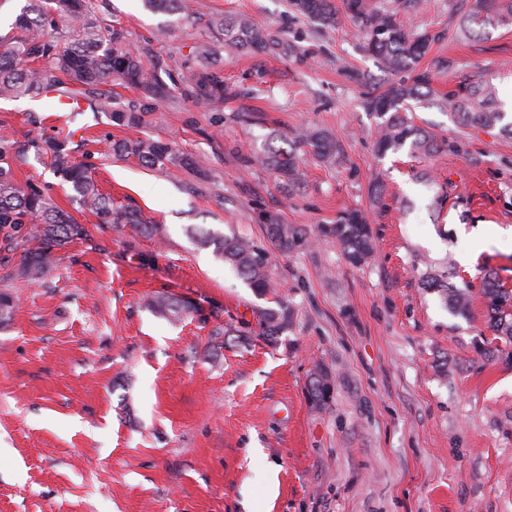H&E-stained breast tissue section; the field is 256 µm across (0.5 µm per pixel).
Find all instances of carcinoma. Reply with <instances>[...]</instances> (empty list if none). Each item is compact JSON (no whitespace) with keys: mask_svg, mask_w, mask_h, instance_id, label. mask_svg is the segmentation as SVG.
Segmentation results:
<instances>
[{"mask_svg":"<svg viewBox=\"0 0 512 512\" xmlns=\"http://www.w3.org/2000/svg\"><path fill=\"white\" fill-rule=\"evenodd\" d=\"M299 15L314 19L323 26H333L337 20L333 0H289ZM343 6L355 21L357 35L364 48L377 56L391 72H407L408 78L391 83L379 94L368 93L364 107L381 118L376 125V149L381 155L396 153L409 147L414 154H432L443 148L460 151L456 141H439L430 131L416 125L408 112L411 103L419 101L430 90L432 75L418 69V62L427 53L431 36L412 28L407 17L391 7L367 10L364 0H343ZM487 10L485 17L467 14L461 18L457 34L470 39L480 34L487 25L512 26V0H492L481 3ZM15 28L21 35L0 52V97L20 98L37 96L47 88L64 89L77 99L94 95L90 106L109 114L119 127H138L145 123L147 106L130 102L126 107H112V96L98 91V87L120 75L137 84L141 77L140 57L127 46L124 32L104 27L93 17V0H28L16 16ZM223 45L235 50L265 49L269 45L266 31L251 20L240 17L221 25ZM198 67L189 69L184 83L191 89L195 105L210 109L224 98V81L211 70L213 50L207 44L194 47ZM143 98L159 101L166 97V86L155 77L142 85ZM448 113L460 123L481 129L501 127L512 135V123L501 125L504 113L497 106L494 87L489 83H471L448 93L442 101ZM283 139L279 133L269 136V142L254 153L250 164L275 171L290 187H299L305 181L304 163L295 153V146L305 148L313 158L331 163L339 147L324 131L305 127L294 131L291 143L284 149L274 145ZM39 156L50 159L54 173L73 191L72 201L83 209L96 212L106 224H130L146 235L158 233V227L143 220L139 213L112 207V200L104 196L90 176L88 169L77 162L65 142L49 137L33 143ZM111 151L123 157H134L149 167L167 166L197 169L199 161L180 154L172 144L150 137L123 139L112 143ZM12 156L0 147V228L16 230L31 225L46 242L47 249L32 252L18 271L19 278L34 283L41 280L50 265V248L81 234L82 228L73 216L60 208L40 189L18 183L12 171ZM260 223L265 226L268 246H259L235 235L218 234L211 230H196L204 246L214 248L216 256L233 268L257 294L277 293V283L270 269V250L292 251L309 246L307 232L295 224H286L279 213L264 211ZM322 239L333 240L342 249L345 259L353 266L365 264L374 246L366 216L357 209L340 212L333 224L319 228ZM424 284L438 293L449 308L459 314L468 312L470 289L454 285L440 287L435 275H427ZM488 330L493 339L512 344V290L505 288L494 277L483 281ZM152 313L161 319L176 321L189 312L184 302L159 295L151 302ZM294 320V311L286 303L266 308L258 314V331L269 343H275L288 332Z\"/></svg>","mask_w":512,"mask_h":512,"instance_id":"obj_1","label":"carcinoma"}]
</instances>
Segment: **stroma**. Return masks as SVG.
<instances>
[{
    "mask_svg": "<svg viewBox=\"0 0 512 512\" xmlns=\"http://www.w3.org/2000/svg\"><path fill=\"white\" fill-rule=\"evenodd\" d=\"M475 2L422 0L408 14L436 36L420 63L434 94L414 106L415 121L458 141L456 153L377 156V118L361 101L394 73L363 51L346 12L321 28L295 18L288 0H182L173 14L144 0H95L100 23L126 30L147 75L169 90L144 127L91 109L50 112L42 97L0 99V146L17 150V180L85 229L53 250L31 285L18 270L39 240L0 231V292L16 303L0 325V512H512V357L483 355L482 296L489 273L512 289V138L461 126L437 101L479 80L498 103L512 98V28L455 34ZM243 15L272 48H224L216 22ZM201 42L212 43L231 91L207 111L181 81ZM301 127L339 142L336 165L308 161L304 187L292 189L247 164L272 131ZM50 136L67 140L101 192L139 209L158 234L101 223L72 204L31 148ZM147 136L201 156L202 173L109 151ZM375 173L386 187L376 206ZM347 208L367 214L369 262L351 266L330 241L274 253L291 329L274 345L232 335L275 298L257 296L188 227L262 244L261 211L312 233ZM450 267L472 290L464 316L422 282L426 269ZM161 293L190 316L155 317L147 303ZM219 327L229 335L215 336ZM320 368L331 390L319 406L309 382Z\"/></svg>",
    "mask_w": 512,
    "mask_h": 512,
    "instance_id": "35a3bbf8",
    "label": "stroma"
}]
</instances>
